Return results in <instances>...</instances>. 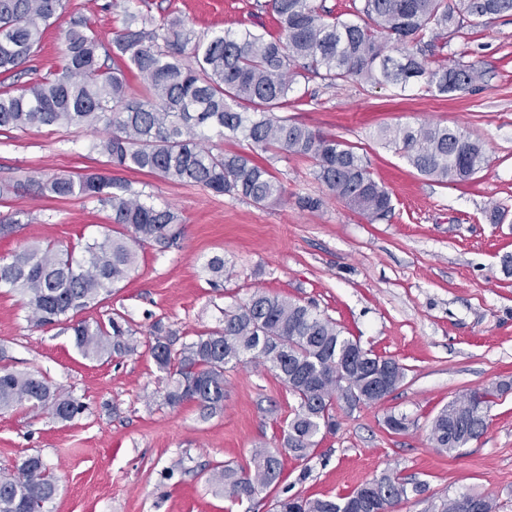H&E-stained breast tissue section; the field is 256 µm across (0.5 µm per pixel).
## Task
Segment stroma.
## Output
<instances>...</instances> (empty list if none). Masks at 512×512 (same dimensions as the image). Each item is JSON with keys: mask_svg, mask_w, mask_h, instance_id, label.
Instances as JSON below:
<instances>
[{"mask_svg": "<svg viewBox=\"0 0 512 512\" xmlns=\"http://www.w3.org/2000/svg\"><path fill=\"white\" fill-rule=\"evenodd\" d=\"M107 2L66 0L22 75L5 87L20 94L64 66L71 18L88 19L110 40L122 12ZM145 8L158 19L182 17L200 34L276 29L271 10H257L255 0H146ZM444 55L476 64V92L443 98L412 89L399 98L388 85L314 81L308 95L291 99L289 116L368 157L394 206L374 224L326 195L302 158L275 162L286 197L259 207L108 166L93 149L99 133L87 128L0 130V215L20 221L0 237V259L26 245L79 251L111 222V208L95 200L32 199L18 184L38 170L112 177L174 209L183 225L177 246L140 248L121 288L82 313L90 322L122 313L139 343L134 354L86 359L66 325L35 327L19 296L0 290V364L41 373L85 405L68 422L24 406L0 413V471L42 455L59 484L48 512H226L209 471L224 462L248 466L262 447L283 451V479L247 503L248 512H270L287 494L335 498L387 471L413 487L394 512H432L462 493L491 496L500 512H512V389L493 405L485 434L459 454L430 440L431 420L449 401L512 386V276L500 264L512 254V15L449 40ZM422 123L459 127L482 142L487 163L468 185L429 180L377 137L384 126ZM300 195L323 197L322 209L298 208ZM215 255L224 258L218 283L204 270ZM257 289L315 305L344 335L406 368L383 402L337 410L339 429L322 435L304 461L283 450L293 400L272 372L255 362L227 370L224 411L206 418L195 403H164L167 376L145 346L153 324L182 344ZM392 412L409 416L407 431L387 429Z\"/></svg>", "mask_w": 512, "mask_h": 512, "instance_id": "35a3bbf8", "label": "stroma"}]
</instances>
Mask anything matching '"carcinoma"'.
Instances as JSON below:
<instances>
[{"instance_id":"carcinoma-1","label":"carcinoma","mask_w":512,"mask_h":512,"mask_svg":"<svg viewBox=\"0 0 512 512\" xmlns=\"http://www.w3.org/2000/svg\"><path fill=\"white\" fill-rule=\"evenodd\" d=\"M121 6L122 26L111 49L85 18L65 34V66L30 84L20 95L0 91V129L84 126L105 136L93 149L110 165L146 172L171 182L190 183L219 195L268 206L285 189L272 160L286 154L309 159L314 178L329 195L374 223L393 210L389 191L369 170L355 147L297 122L283 111L298 79L337 85L357 79L405 92L415 87L439 95L472 93L481 72L474 64L438 59L447 38L498 15L512 13V0H351L352 20H338L312 0H269L278 35L225 29L206 40L187 21L155 20L139 0ZM65 9L64 0H0V75L17 69L37 49L46 28ZM112 59V66L101 57ZM135 74L143 97H129L127 74ZM247 143L226 152L212 138ZM378 137L420 174L439 183L464 184L486 161L482 144L460 128L422 124L385 127ZM37 198L96 199L112 208V227L85 244L82 254L55 245L30 246L0 263V289L21 297L37 327L65 323L76 348L89 359L136 352L129 322L115 314L90 323L79 312L110 295L137 261L136 247H170L182 234L179 216L158 207L102 174L72 177L37 172L20 184ZM210 281L224 277V258L204 265ZM149 350L168 375L164 402L196 403L212 416L224 411V372L245 363L244 356L268 367L288 389L294 407L284 430V447L307 459L317 438L334 432L338 402L352 412L384 400L405 378L406 368L378 356L342 334L336 322L302 304L256 290L219 325L173 348L156 326ZM505 386L473 390L446 404L433 418L434 447L453 455L487 429L491 407ZM47 412L62 422L84 405L35 372L0 368V412L16 406ZM386 427L409 429L405 414L390 413ZM283 471L277 450L255 448L251 466L224 463L208 483L230 502L252 501L277 483ZM58 490L52 468L38 454L0 477V512H47ZM407 496V482L391 473L336 498L278 497L274 512H391ZM477 501L480 512H498L494 499L461 494L440 512H462Z\"/></svg>"}]
</instances>
